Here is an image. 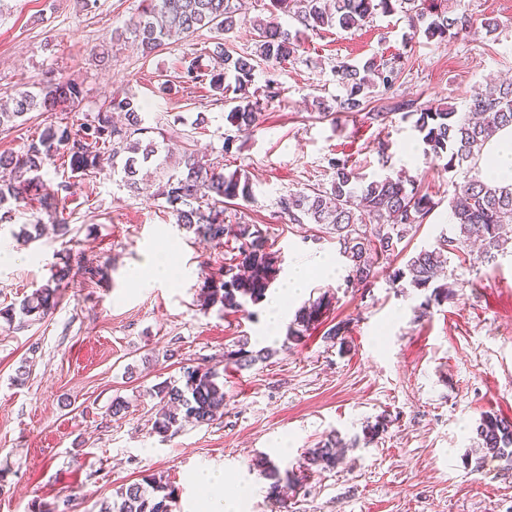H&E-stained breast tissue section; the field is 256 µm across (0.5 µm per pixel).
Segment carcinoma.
<instances>
[{
	"instance_id": "obj_1",
	"label": "carcinoma",
	"mask_w": 512,
	"mask_h": 512,
	"mask_svg": "<svg viewBox=\"0 0 512 512\" xmlns=\"http://www.w3.org/2000/svg\"><path fill=\"white\" fill-rule=\"evenodd\" d=\"M404 3L409 5L410 27L429 39L448 41L469 35L481 42L498 27V23L480 21L465 10L450 15L442 0H269V16L251 20V47L238 51L228 46L226 38L241 22L236 0H141V9L128 31L145 56L204 29L216 34L213 63L206 65L199 56L180 58L177 82L164 84L162 90L177 94L185 85L200 86L212 99L230 101L226 120L249 135L259 125L261 99L274 100L281 95L278 68L300 57L307 32L318 35L331 29H359L376 14H390ZM281 15L296 21L299 28L292 31L284 27L279 21ZM259 72L265 74L260 90L255 88ZM332 73L340 94L330 102L317 100L320 112H363L367 119L381 125L400 112L417 114L416 127L423 134L425 152L447 159L444 168L464 173L451 202L459 236L440 235L433 248L411 256L389 275L394 284L407 278L415 288L433 287L429 303L448 300V284L437 282L445 253L463 252L473 236L481 240L488 253L507 243V231L512 229V184L493 185L482 173L486 145L498 131L512 126V82L477 89L469 110L459 113L452 106L434 107L417 98L388 95L402 73L401 64L395 61L382 65L373 58L357 64L342 62L332 68ZM374 99L376 106L372 105ZM81 103V89L73 82H48L36 91L25 83L0 102V130L4 132L17 128L16 120L30 112L59 115L58 121L45 126L20 151L0 153V167L10 172V178L0 182V222L11 220L22 205L27 207L34 201L39 204L36 220L22 228L27 242L40 239L48 223L62 236L70 232L67 219L60 216L59 204L71 194L74 183L47 182L48 165L59 159L69 165L72 174L83 178H93L110 165L112 173L121 175L124 186L140 191L137 164L148 162L159 152L150 136L152 128L144 126L133 97L114 93L92 117L80 114ZM327 165L325 182L280 195L276 201L278 212L290 224H317L323 233L335 237L339 254L348 265V284L363 288L374 276V261L390 259L409 232L426 222L435 202L419 188L417 179L403 170L369 178L346 158L330 157ZM155 195L164 199L166 213L185 231L218 244L230 240L235 243L236 254L205 279L200 293L203 312L214 307L239 312L247 304L255 305L266 298L277 268L265 236L255 224L224 222L225 201L251 199L248 172L239 168L226 174L220 161L186 151L179 171L159 181ZM71 272V265L64 263L19 307L0 308V322L22 325L48 317L58 305ZM330 305V299L323 295L302 306L295 318L297 328L289 330L288 339L302 340ZM271 356L273 352L267 347L249 349L246 338L238 341V349L226 354L239 370ZM183 378L181 385L171 381L154 385L153 393L163 403L160 417L154 422L159 434L179 428L184 421L208 424L224 414V381L218 371L186 367ZM477 434L482 451L477 466L489 457L512 464L511 420L485 412ZM343 447L345 443L336 434L329 435L307 452L301 475L292 469L280 470L266 456L257 459L253 467L270 481L275 497L284 484L297 485L315 470L336 467L337 449ZM175 500V488L163 477L151 475L141 483L120 488L114 499L101 503L100 512H173Z\"/></svg>"
}]
</instances>
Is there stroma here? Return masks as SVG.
<instances>
[{"instance_id":"1","label":"stroma","mask_w":512,"mask_h":512,"mask_svg":"<svg viewBox=\"0 0 512 512\" xmlns=\"http://www.w3.org/2000/svg\"><path fill=\"white\" fill-rule=\"evenodd\" d=\"M463 2L474 16L497 22V32L480 43L429 41L397 11L359 29L309 35L305 53L279 71L280 98L264 107L247 136L227 122V105L207 93L159 90L175 78L179 57L209 55V31L145 57L132 40L111 38L126 29L141 0H98L89 10L80 0H0V98L24 80L79 84L85 113L113 93L132 95L146 125L165 138L223 158L226 171L248 170L253 197L228 209L226 221L259 225L278 266L265 301L238 313L200 311L205 278L223 267L227 247L188 234L163 214L161 199L129 191L108 168L93 183L76 180L63 201L68 236L49 231L24 243L19 232L33 220L28 210L0 224V308L19 304L71 257L104 275L99 282L76 275L43 321L22 328L0 322V512H32L63 495L72 496L73 512H99L119 488L149 475L175 487V512H213L214 495L194 481L203 469L223 472L224 497L247 492L250 512H278L269 481L252 468L255 456L296 467L333 431L348 443L342 459L289 493L288 512H512L506 462L475 465L482 413L512 420V240L466 262L449 256L453 299L422 308L424 291L391 283L389 273L440 234L457 236L450 200L461 172L425 156L414 117L393 115L385 127L361 112L327 116L313 103L336 95V62L400 53L404 72L395 94L466 111L475 88L512 80V0ZM107 39L110 56L101 62L96 54ZM200 112L208 125L195 135L191 124ZM382 139L392 145V171L418 177L436 207L401 242L399 255L377 261L371 282L354 290L336 242L320 237L317 225L288 223L276 201L325 182L331 156L382 174ZM168 246L173 278H132ZM327 258L335 275L318 269ZM301 264L313 270L304 291L273 313L271 300ZM325 293L333 301L322 324L287 345L297 310ZM273 320L279 332L270 339L265 331ZM339 322L342 336L325 339L326 328ZM242 338L276 353L237 370L224 354ZM173 347L178 356L167 358ZM187 367L223 375L224 414L159 435L152 388L181 380ZM116 398L129 404L119 417L110 413ZM379 421L385 430L363 441Z\"/></svg>"}]
</instances>
